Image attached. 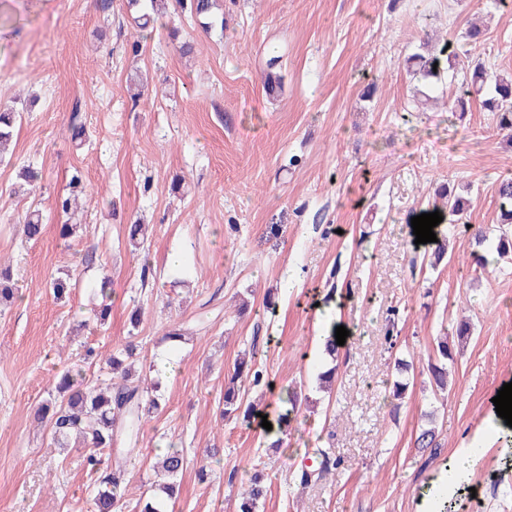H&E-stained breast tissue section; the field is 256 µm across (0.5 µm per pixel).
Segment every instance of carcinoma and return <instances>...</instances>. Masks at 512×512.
Listing matches in <instances>:
<instances>
[{
	"label": "carcinoma",
	"mask_w": 512,
	"mask_h": 512,
	"mask_svg": "<svg viewBox=\"0 0 512 512\" xmlns=\"http://www.w3.org/2000/svg\"><path fill=\"white\" fill-rule=\"evenodd\" d=\"M175 9L205 19V27L216 25L213 9L217 0H128V6L139 5L147 8V12L134 18L136 26L145 29L156 22V18H164L169 14V4ZM429 34L421 39V51L411 55L409 74L413 79L427 88L441 83L445 77L455 71L459 47L455 39H447L435 49L429 50ZM283 55L272 51L266 60L263 72V84L267 91L281 85ZM476 94L484 97V105L493 112V119L501 130L512 132V74L504 75L492 71L481 63L474 64L473 69L464 75L457 95L454 97L452 111L465 112L464 97ZM21 112L13 107L0 109V159L3 158L15 126L21 122ZM497 200L500 209L501 224L499 234L490 237L483 228L474 230L473 244L477 250L469 255L471 263L482 267L485 265L484 251L491 249L503 258L512 254V231L506 229L512 225V176L505 175L497 183ZM468 200L441 188L426 212H440L444 218L462 215ZM25 236L29 240H37L43 233L41 213L37 209L29 211L22 221ZM448 236H438L432 243L433 250L425 253L421 259V267L436 268L448 252ZM17 289L14 288L13 274L10 268L0 264V303L15 299ZM257 347L250 345L248 351L236 359L233 373L224 382V409L226 420L249 419L261 412L262 406L255 402H245L246 386L258 387L264 380V371L257 367ZM136 353L133 345L128 344L107 357L109 377L94 383L80 382L82 370L76 373H65L55 386V394L50 401L37 408V417L45 420L50 427L57 443L64 447L70 439H81L92 452L86 457V465L93 475L91 512H124L122 485L124 483L123 454H132V448L114 447L118 437H124L129 443L138 441L139 433L145 419L159 409V397L155 394L157 387L146 383V379L136 374L134 363ZM454 360L449 344L448 326L441 324L438 336L435 337L432 356L428 363L431 385L434 395L448 390V362ZM394 378L386 385L392 397L401 399L408 390L411 381L415 380L414 363L397 358L394 362ZM286 409L278 412L275 419L276 428L266 432V436L276 438L269 444L277 448L282 443L281 434L290 426L299 409L298 392L288 389L282 399ZM423 424L415 443L420 449L437 451L436 412L435 410L421 413ZM337 459L327 451L319 452L317 464L303 466L293 475V481L305 489L316 481L325 479L336 470ZM187 467L184 449L171 443L166 453L160 457L156 466L157 481L152 489L145 493L136 503L137 512H167L168 502L175 497V480ZM268 489L260 473L249 476L241 487L240 512H260Z\"/></svg>",
	"instance_id": "cac0c4a2"
}]
</instances>
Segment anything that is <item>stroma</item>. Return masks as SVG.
I'll return each instance as SVG.
<instances>
[{"instance_id":"obj_1","label":"stroma","mask_w":512,"mask_h":512,"mask_svg":"<svg viewBox=\"0 0 512 512\" xmlns=\"http://www.w3.org/2000/svg\"><path fill=\"white\" fill-rule=\"evenodd\" d=\"M223 28L176 15L195 52L182 57L164 27L140 56L127 0H0V103L27 100L11 154L0 161V262L20 289L0 306V512H90L87 448H61L33 410L66 371L106 378V354L138 346L148 374L165 333L196 324L161 384V409L126 465L135 505L155 480L157 449L183 448L188 466L169 512H236L241 482L267 478L261 512H419L421 492L468 446L481 456L448 512H512V430L488 431L493 399L512 382V262L474 270L455 256L427 276L413 267L411 220L440 185L472 187L469 223L495 229L496 184L512 173V142L471 98L465 115L415 108L406 59L425 15L437 34L460 37L468 19L487 31L476 53L512 74V10L493 0H223ZM283 54V87L266 94L271 49ZM82 102L90 143L71 137ZM40 172L15 194L19 171ZM83 175L76 236L61 237L54 207L72 170ZM38 204L44 230L26 241L20 219ZM148 226L142 250L127 227ZM181 252L180 266L168 256ZM71 271L62 296L51 278ZM112 279L105 324H84L102 276ZM274 314L263 308L265 295ZM141 308L138 327L129 318ZM469 320L455 385L434 402L416 377L399 409L385 381L388 332L422 365L441 321ZM346 327L332 392L318 389L321 336ZM259 339L274 390L250 389L269 410L296 381L302 408L278 448L259 425L222 421L224 379ZM101 357L84 360L87 347ZM437 407L436 455L415 446L422 409ZM223 449L206 480V449ZM332 449L341 466L299 489L292 471Z\"/></svg>"}]
</instances>
